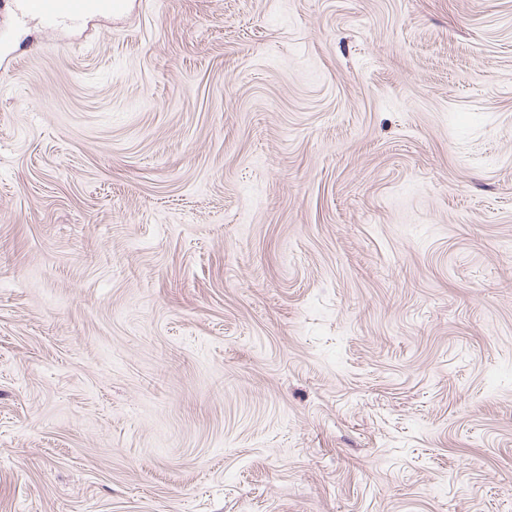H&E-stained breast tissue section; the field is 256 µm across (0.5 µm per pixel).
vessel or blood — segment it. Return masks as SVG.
<instances>
[{
	"label": "vessel or blood",
	"mask_w": 512,
	"mask_h": 512,
	"mask_svg": "<svg viewBox=\"0 0 512 512\" xmlns=\"http://www.w3.org/2000/svg\"><path fill=\"white\" fill-rule=\"evenodd\" d=\"M18 18H35L53 28L79 22L89 11L124 13L129 0H12Z\"/></svg>",
	"instance_id": "vessel-or-blood-1"
}]
</instances>
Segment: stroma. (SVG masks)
I'll return each mask as SVG.
<instances>
[{
    "label": "stroma",
    "mask_w": 512,
    "mask_h": 512,
    "mask_svg": "<svg viewBox=\"0 0 512 512\" xmlns=\"http://www.w3.org/2000/svg\"><path fill=\"white\" fill-rule=\"evenodd\" d=\"M0 512H512V0H0ZM12 4L21 20L35 18L53 28L77 23L92 10L122 14L129 0H12Z\"/></svg>",
    "instance_id": "obj_1"
}]
</instances>
